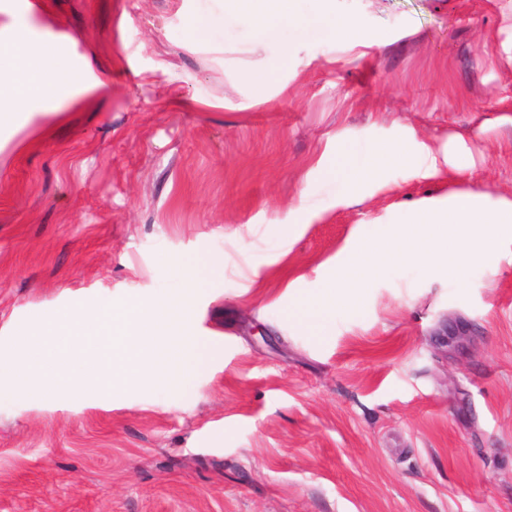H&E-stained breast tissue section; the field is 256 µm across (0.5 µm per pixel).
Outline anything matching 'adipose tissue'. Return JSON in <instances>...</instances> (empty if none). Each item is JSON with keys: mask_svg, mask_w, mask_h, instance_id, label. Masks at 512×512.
Instances as JSON below:
<instances>
[{"mask_svg": "<svg viewBox=\"0 0 512 512\" xmlns=\"http://www.w3.org/2000/svg\"><path fill=\"white\" fill-rule=\"evenodd\" d=\"M231 15L261 35L275 33L278 25L293 17L292 0H230ZM8 89V101L0 100V126L16 119V107L51 103L80 109L85 102L67 77L63 61L46 56L40 44L24 28L0 38V90Z\"/></svg>", "mask_w": 512, "mask_h": 512, "instance_id": "1", "label": "adipose tissue"}]
</instances>
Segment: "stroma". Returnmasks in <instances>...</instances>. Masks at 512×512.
Here are the masks:
<instances>
[{"label":"stroma","mask_w":512,"mask_h":512,"mask_svg":"<svg viewBox=\"0 0 512 512\" xmlns=\"http://www.w3.org/2000/svg\"><path fill=\"white\" fill-rule=\"evenodd\" d=\"M220 5L0 11L93 102L0 128V352L34 316L177 298L195 259H224L195 299L220 355L186 387L0 397V512H512L511 242L459 282L371 277L321 332L288 319L417 204L512 201V0H333L357 21L340 36L297 0L274 38L230 18L193 37ZM396 144L340 204L341 160Z\"/></svg>","instance_id":"stroma-1"}]
</instances>
